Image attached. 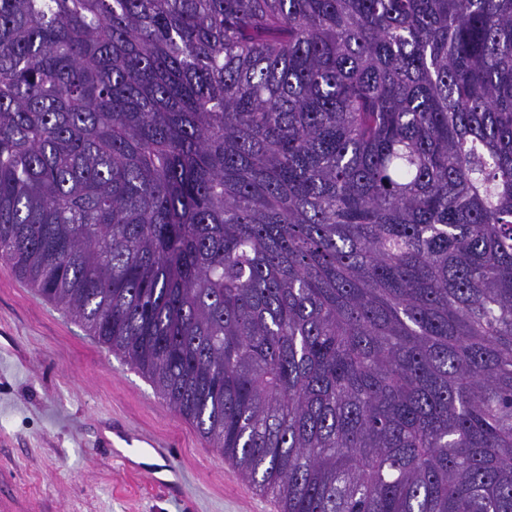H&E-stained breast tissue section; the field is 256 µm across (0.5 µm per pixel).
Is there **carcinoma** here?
Segmentation results:
<instances>
[{
	"label": "carcinoma",
	"instance_id": "obj_1",
	"mask_svg": "<svg viewBox=\"0 0 512 512\" xmlns=\"http://www.w3.org/2000/svg\"><path fill=\"white\" fill-rule=\"evenodd\" d=\"M0 263L279 512H512V0H0Z\"/></svg>",
	"mask_w": 512,
	"mask_h": 512
}]
</instances>
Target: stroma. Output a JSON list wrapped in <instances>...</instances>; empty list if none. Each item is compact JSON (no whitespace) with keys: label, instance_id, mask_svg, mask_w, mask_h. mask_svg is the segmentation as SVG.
<instances>
[{"label":"stroma","instance_id":"35a3bbf8","mask_svg":"<svg viewBox=\"0 0 512 512\" xmlns=\"http://www.w3.org/2000/svg\"><path fill=\"white\" fill-rule=\"evenodd\" d=\"M177 476L178 490L162 486ZM0 512H279L152 384L0 264Z\"/></svg>","mask_w":512,"mask_h":512}]
</instances>
